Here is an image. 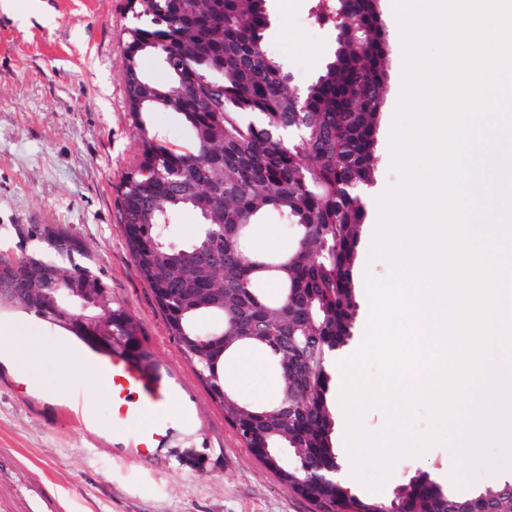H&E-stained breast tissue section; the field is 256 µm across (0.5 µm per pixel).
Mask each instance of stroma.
Returning a JSON list of instances; mask_svg holds the SVG:
<instances>
[{
  "instance_id": "stroma-1",
  "label": "stroma",
  "mask_w": 512,
  "mask_h": 512,
  "mask_svg": "<svg viewBox=\"0 0 512 512\" xmlns=\"http://www.w3.org/2000/svg\"><path fill=\"white\" fill-rule=\"evenodd\" d=\"M320 0H266L264 48L302 92L321 73L336 46V18L319 23ZM388 32L387 75L377 130L379 163L364 195L353 278L357 315L342 351L360 345L368 317L365 272L382 276L370 260L367 231L377 197L396 184L388 154L401 92L402 45L394 34L391 0H379ZM128 0H16L0 7V256L45 248V228L79 239L92 265L138 327V336L179 378L192 411L171 447L145 460H128L112 437L111 409L87 392L99 424L69 413L66 395L31 383L0 355V512H313L312 504L282 485L238 439L169 335L148 285L139 277L120 224L119 185L135 165L138 133L125 94L124 48ZM227 385L256 405L274 404L279 375L263 358L236 353L224 363ZM342 372L327 394L336 418L332 434L347 484L360 496L390 502L396 490L428 473L445 490L470 497L512 478V457L492 440L476 457L456 448L475 420L466 412L448 426L445 441L394 466L382 491L371 494L350 476L341 403Z\"/></svg>"
}]
</instances>
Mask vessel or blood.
<instances>
[{
  "label": "vessel or blood",
  "mask_w": 512,
  "mask_h": 512,
  "mask_svg": "<svg viewBox=\"0 0 512 512\" xmlns=\"http://www.w3.org/2000/svg\"><path fill=\"white\" fill-rule=\"evenodd\" d=\"M89 359L112 404V432L124 444L126 455L144 459L153 451L168 447L174 431L169 411L180 390L177 379L165 367L145 369L121 352L110 355L93 352ZM145 412L155 414V421L134 434H127V426Z\"/></svg>",
  "instance_id": "1"
}]
</instances>
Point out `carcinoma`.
<instances>
[{"mask_svg": "<svg viewBox=\"0 0 512 512\" xmlns=\"http://www.w3.org/2000/svg\"><path fill=\"white\" fill-rule=\"evenodd\" d=\"M355 47L338 39L331 61L300 94L264 50L265 0H137L126 42L138 55L155 56L166 78L154 80L125 66L130 116L140 136L138 161L123 178L121 223L139 277L154 292L168 333L195 375L218 401L229 422H257L267 447L306 456L318 467L339 464L332 443L336 424L327 402L330 360L351 337L357 314L353 268L365 209L359 191L373 183L378 162L375 131L382 103L385 53L375 4L358 6ZM176 116L192 136L187 152L167 147L148 122L156 110ZM300 120L303 138L274 131ZM194 210L199 232L178 244L168 236L174 213ZM276 216L296 228L288 250H250L252 227ZM224 253V272L199 265L204 252ZM79 241L64 248L0 261V289L59 286L112 297L88 263ZM55 273L57 279L49 277ZM274 285L276 293L268 292ZM259 315L268 335L283 328L296 345L280 352L283 363L304 357L300 368L279 374L281 393L297 406L291 422L269 419L224 382V361L242 348L265 345L241 339L238 302ZM86 347L112 353L48 307L37 312ZM106 315L124 351L146 368L157 366L144 350L129 312L110 303ZM497 512H512L506 483L485 488ZM450 498L422 473L401 487L390 505L398 512H441ZM317 512H377L380 502L336 485L313 488Z\"/></svg>", "mask_w": 512, "mask_h": 512, "instance_id": "carcinoma-1", "label": "carcinoma"}]
</instances>
